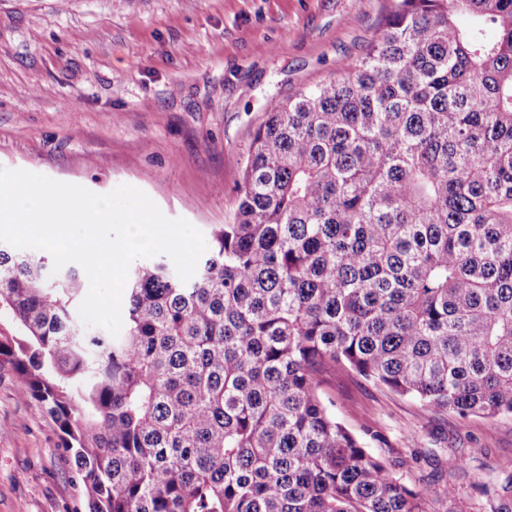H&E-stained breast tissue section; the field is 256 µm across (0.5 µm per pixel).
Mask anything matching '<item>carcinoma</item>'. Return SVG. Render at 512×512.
Segmentation results:
<instances>
[{
  "mask_svg": "<svg viewBox=\"0 0 512 512\" xmlns=\"http://www.w3.org/2000/svg\"><path fill=\"white\" fill-rule=\"evenodd\" d=\"M237 192L188 280L131 267L116 337L80 319L78 265L0 241V367L56 423L88 512L451 496L407 486L403 451H371L378 429L350 432L320 388L337 367L427 411L512 417V0H395L363 55L266 113ZM479 488L512 512L511 470Z\"/></svg>",
  "mask_w": 512,
  "mask_h": 512,
  "instance_id": "obj_1",
  "label": "carcinoma"
}]
</instances>
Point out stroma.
Wrapping results in <instances>:
<instances>
[{"label":"stroma","mask_w":512,"mask_h":512,"mask_svg":"<svg viewBox=\"0 0 512 512\" xmlns=\"http://www.w3.org/2000/svg\"><path fill=\"white\" fill-rule=\"evenodd\" d=\"M392 0H0V168L96 194L127 184L197 229L231 223L254 129L361 56ZM322 396L351 432L406 449L427 512H485L478 476L512 468V417L442 411L344 370ZM49 416L0 369V512H85ZM482 449L452 472V451Z\"/></svg>","instance_id":"obj_1"}]
</instances>
